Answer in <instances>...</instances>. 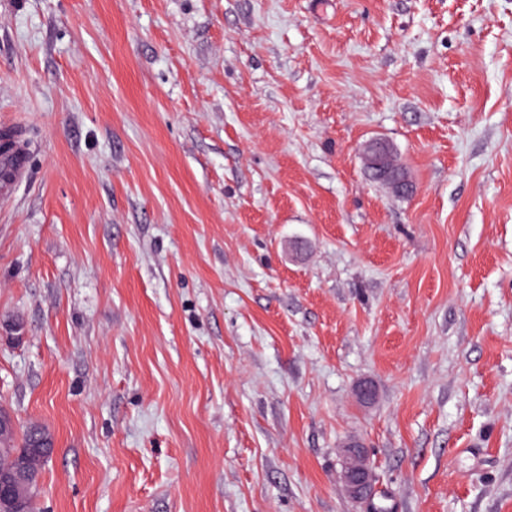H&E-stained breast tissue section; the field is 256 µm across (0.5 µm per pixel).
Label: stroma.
Returning <instances> with one entry per match:
<instances>
[{
    "label": "stroma",
    "mask_w": 512,
    "mask_h": 512,
    "mask_svg": "<svg viewBox=\"0 0 512 512\" xmlns=\"http://www.w3.org/2000/svg\"><path fill=\"white\" fill-rule=\"evenodd\" d=\"M5 128L40 512H512V0H0ZM29 145L24 141L18 142L17 153L15 155H4L0 157V165L9 171V177L0 181V195H7L10 189L19 183L25 176V157ZM1 167V177L3 169ZM363 158L367 169L374 177L386 179L399 192L413 191L411 182L403 170L395 164L393 151L386 141L374 140L367 144L363 150ZM342 464L343 484L347 494L353 498L366 496L371 484V474L363 444L348 445Z\"/></svg>",
    "instance_id": "stroma-1"
}]
</instances>
